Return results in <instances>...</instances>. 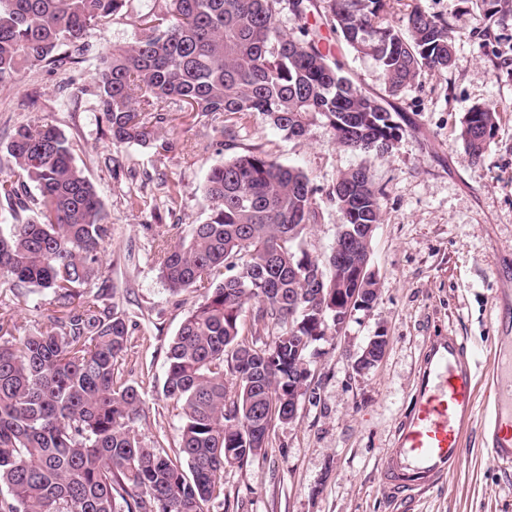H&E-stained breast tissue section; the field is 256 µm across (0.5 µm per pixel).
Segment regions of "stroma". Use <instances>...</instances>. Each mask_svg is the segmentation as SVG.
<instances>
[{
    "label": "stroma",
    "instance_id": "obj_1",
    "mask_svg": "<svg viewBox=\"0 0 512 512\" xmlns=\"http://www.w3.org/2000/svg\"><path fill=\"white\" fill-rule=\"evenodd\" d=\"M420 6L447 20L455 38L443 72H425L387 97L382 70L353 51L329 27L323 42L363 91L386 97L404 134L392 152L365 157L337 145L325 123L305 137L286 138L263 116L234 120V138L220 120L164 104L171 120L159 142L113 144L93 94L97 57L133 42L127 17L88 38L84 63L55 72L21 70L0 83V147L20 124L43 120L73 145L76 165L96 186L110 238L101 274L81 288L100 296L129 328L118 379L139 388L133 423L142 444L176 454L181 421L163 383L168 345L186 314L203 300L202 288L171 292L159 278L162 243H176L203 221L210 202L204 184L212 167L256 148L301 169L316 188L318 217L299 248L326 260L344 222L328 194L340 173L367 166L382 193L380 221L370 243L379 298L359 311L340 336L315 343L309 378L292 421H273L265 450L225 467L224 496L205 512H512V468L487 453L481 428L466 439L461 467L421 498L404 501L380 484L379 462L412 404L429 341L453 333L487 369L499 298L512 293V18L486 25L475 0H388L385 23L401 25ZM496 108L498 127L481 160L459 138L466 112ZM170 144L161 150L160 141ZM143 207L126 202L128 192ZM54 310L46 293L0 288V319L19 337L45 326ZM385 330L389 344L364 374L351 357Z\"/></svg>",
    "mask_w": 512,
    "mask_h": 512
}]
</instances>
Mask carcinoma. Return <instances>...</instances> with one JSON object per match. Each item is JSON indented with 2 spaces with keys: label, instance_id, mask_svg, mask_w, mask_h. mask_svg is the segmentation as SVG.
Wrapping results in <instances>:
<instances>
[{
  "label": "carcinoma",
  "instance_id": "1",
  "mask_svg": "<svg viewBox=\"0 0 512 512\" xmlns=\"http://www.w3.org/2000/svg\"><path fill=\"white\" fill-rule=\"evenodd\" d=\"M130 2L0 0V81L23 67L80 63L88 33L125 16ZM281 2L151 0L137 15L136 40L112 49L95 72L112 141L157 140L169 102L207 117L259 113L297 139L323 120L350 152L390 153L403 128L323 50L308 27L314 4L287 0L302 22L293 38L276 24ZM383 8L384 0H330L329 22L375 60L390 95L425 71L448 69L446 20L415 7L395 28L380 18ZM498 119L490 107L467 112L460 138L473 157L483 156ZM24 177L38 191L30 199L37 217L0 232V287L50 292L63 316L0 342V512H204L223 493L224 467L266 447L272 420L293 417L283 399L297 392L301 337L328 335L326 321L356 287L351 275L295 249L317 218L316 189L300 169L248 150L210 170L206 221L160 246L158 274L171 291L209 283L167 352L163 392L181 419L172 457L141 445L132 423L142 393L115 379L126 320L78 291L98 274L109 227L95 186L54 125L15 128L0 156V198L19 200ZM331 199L345 226L379 223L367 168L341 173ZM248 309L253 324L280 327L262 348L239 339Z\"/></svg>",
  "mask_w": 512,
  "mask_h": 512
}]
</instances>
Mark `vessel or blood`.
Returning a JSON list of instances; mask_svg holds the SVG:
<instances>
[{
  "instance_id": "vessel-or-blood-1",
  "label": "vessel or blood",
  "mask_w": 512,
  "mask_h": 512,
  "mask_svg": "<svg viewBox=\"0 0 512 512\" xmlns=\"http://www.w3.org/2000/svg\"><path fill=\"white\" fill-rule=\"evenodd\" d=\"M477 362L463 341L441 336L431 341L419 370L414 401L380 461L385 489L405 499L445 479L464 460L473 426L488 432V452L512 466V312L501 311L492 358L491 411L477 409Z\"/></svg>"
}]
</instances>
